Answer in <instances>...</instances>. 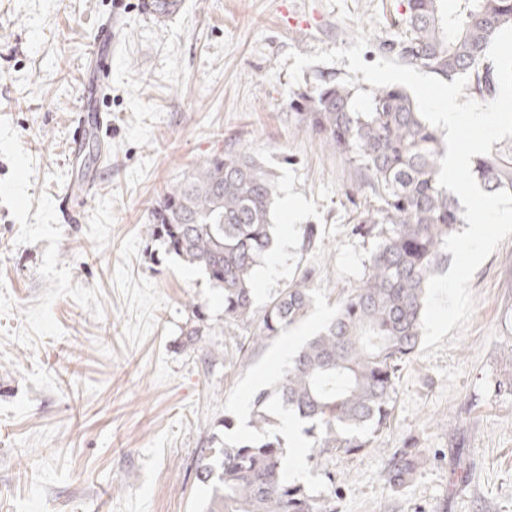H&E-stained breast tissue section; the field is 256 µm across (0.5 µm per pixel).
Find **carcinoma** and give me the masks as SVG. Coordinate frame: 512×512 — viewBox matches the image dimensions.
Returning <instances> with one entry per match:
<instances>
[{
	"instance_id": "1",
	"label": "carcinoma",
	"mask_w": 512,
	"mask_h": 512,
	"mask_svg": "<svg viewBox=\"0 0 512 512\" xmlns=\"http://www.w3.org/2000/svg\"><path fill=\"white\" fill-rule=\"evenodd\" d=\"M508 26L512 0H406L405 35L391 50L443 81L465 75L470 96L492 100L498 80L488 50ZM356 97L355 87L330 78L290 106L297 129L345 153L377 197V206L355 217L354 232L372 243L364 272L274 384L252 395V435L228 442L214 434L200 449V512H336V487L316 494L289 478L278 410L306 424L313 466L321 456L369 447L390 422L402 366L419 344L427 280L448 262L443 241L465 224L458 200L438 184L442 138L410 94L374 88L365 111ZM472 173L490 193L512 192V155L486 154ZM277 198L261 160L243 150L215 154L155 202L147 224L150 240L222 291L224 322L243 326L255 348L286 333L315 303L304 274L263 309L255 306L254 272L272 247ZM210 331L205 312L192 306L181 348L195 349ZM425 463L412 445L398 448L387 480L401 487Z\"/></svg>"
}]
</instances>
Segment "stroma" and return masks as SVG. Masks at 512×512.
<instances>
[{
  "instance_id": "35a3bbf8",
  "label": "stroma",
  "mask_w": 512,
  "mask_h": 512,
  "mask_svg": "<svg viewBox=\"0 0 512 512\" xmlns=\"http://www.w3.org/2000/svg\"><path fill=\"white\" fill-rule=\"evenodd\" d=\"M163 19L140 0H0V512H198L201 448L224 416L249 436L253 392L334 314L364 270L370 241L354 218L374 203L349 158L298 131L289 102L325 78L364 88L345 64L291 84L282 58L348 48L376 22L362 58H392L404 0H181ZM115 22L112 123L69 160L81 75L106 16ZM245 150L298 211L276 213L278 273L256 308L310 273L308 317L258 348L224 321V297L165 255L146 225L155 201L204 160ZM79 224L58 197L85 169ZM315 249L303 251L307 225ZM475 309L454 343L415 355L392 420L369 448L322 457L299 480L336 483L338 512H512V235L476 271ZM212 333L180 348L190 304ZM413 441L426 464L388 485L393 452Z\"/></svg>"
}]
</instances>
